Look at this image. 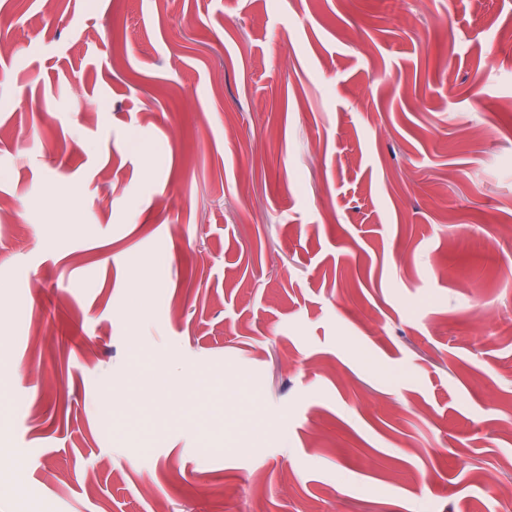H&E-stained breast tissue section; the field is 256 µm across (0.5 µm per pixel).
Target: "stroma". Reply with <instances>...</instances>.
<instances>
[{
	"label": "stroma",
	"mask_w": 512,
	"mask_h": 512,
	"mask_svg": "<svg viewBox=\"0 0 512 512\" xmlns=\"http://www.w3.org/2000/svg\"><path fill=\"white\" fill-rule=\"evenodd\" d=\"M511 32L512 0H0L32 512H500Z\"/></svg>",
	"instance_id": "1"
}]
</instances>
